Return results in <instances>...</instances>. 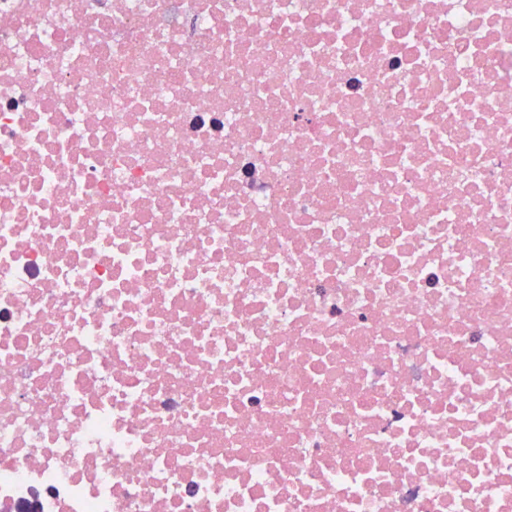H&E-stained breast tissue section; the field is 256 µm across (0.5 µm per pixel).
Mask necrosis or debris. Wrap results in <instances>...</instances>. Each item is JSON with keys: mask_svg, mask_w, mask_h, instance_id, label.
Returning <instances> with one entry per match:
<instances>
[{"mask_svg": "<svg viewBox=\"0 0 512 512\" xmlns=\"http://www.w3.org/2000/svg\"><path fill=\"white\" fill-rule=\"evenodd\" d=\"M512 512V0H0V512Z\"/></svg>", "mask_w": 512, "mask_h": 512, "instance_id": "1", "label": "necrosis or debris"}]
</instances>
